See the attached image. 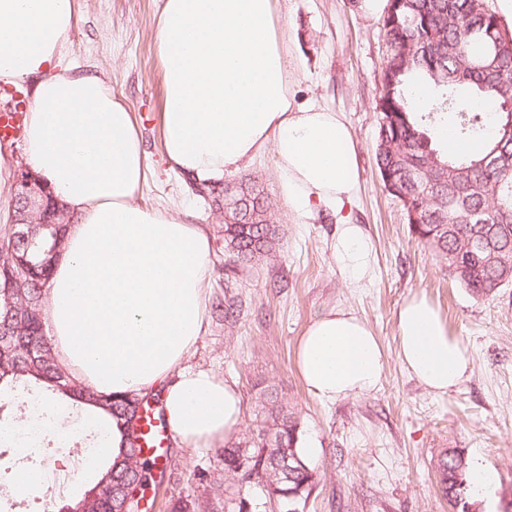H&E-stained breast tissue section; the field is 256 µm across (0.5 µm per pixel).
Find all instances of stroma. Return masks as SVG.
<instances>
[{"instance_id": "stroma-1", "label": "stroma", "mask_w": 512, "mask_h": 512, "mask_svg": "<svg viewBox=\"0 0 512 512\" xmlns=\"http://www.w3.org/2000/svg\"><path fill=\"white\" fill-rule=\"evenodd\" d=\"M160 8L161 0H78L67 61L102 74L134 111L147 168L137 203L187 216L210 235L207 326L184 366L237 388L245 421L235 441L256 431V405L272 387L294 410L302 447L314 450L315 479L304 512H454L437 468L447 450L495 470V488L482 498L481 512H512V285L491 297L460 286L415 239L402 203L384 188L375 159L387 53L382 14L367 13L363 0H279L278 6L296 104L315 102L342 113L354 136L359 179L348 213L368 235L374 260L369 278L353 287L332 251L337 216L293 213L278 194L268 154L226 179L260 184L273 204L278 246L259 263L227 264L223 213L187 176L170 170L162 154ZM415 293L435 303L472 356L467 378L444 395L427 392L398 359L397 311ZM227 296L242 303L232 324L216 310ZM335 309L369 323L388 366L377 389L323 402L307 390L295 349L309 324ZM50 411L59 429L76 431L70 447L52 443L11 459L0 455V491L7 494L18 469L69 474L63 494L41 484L25 494L34 512H66L97 482L95 474L72 467L94 422L74 405ZM158 465L164 476L150 489V512H172L177 505L184 512H224L228 489L250 512H280L261 486L229 480L223 443L186 448L170 438Z\"/></svg>"}]
</instances>
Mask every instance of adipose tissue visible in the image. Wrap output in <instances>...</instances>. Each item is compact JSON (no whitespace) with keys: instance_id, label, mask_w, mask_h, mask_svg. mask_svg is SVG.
<instances>
[{"instance_id":"1","label":"adipose tissue","mask_w":512,"mask_h":512,"mask_svg":"<svg viewBox=\"0 0 512 512\" xmlns=\"http://www.w3.org/2000/svg\"><path fill=\"white\" fill-rule=\"evenodd\" d=\"M277 0H163L156 23L168 166L217 184L262 154L273 158L291 211L338 214L333 244L350 284L371 272V245L344 215L358 185L353 137L341 113L292 100ZM76 0H0V83H30L24 155L73 216L46 290L48 333L79 384L115 396L161 390L182 445L206 448L243 425L237 389L185 369L204 332L210 238L198 224L135 197L145 154L131 105L106 79L62 62ZM398 357L433 394L462 383L466 347L422 294L397 312ZM308 389L333 401L374 390L388 360L366 320L332 310L296 346Z\"/></svg>"}]
</instances>
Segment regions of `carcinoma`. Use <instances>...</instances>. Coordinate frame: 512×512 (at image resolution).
Listing matches in <instances>:
<instances>
[{
  "instance_id": "carcinoma-1",
  "label": "carcinoma",
  "mask_w": 512,
  "mask_h": 512,
  "mask_svg": "<svg viewBox=\"0 0 512 512\" xmlns=\"http://www.w3.org/2000/svg\"><path fill=\"white\" fill-rule=\"evenodd\" d=\"M383 29L391 54L382 74L378 139L375 156L381 178L397 188L394 197H406L417 213L411 232L447 261L448 273L472 293L492 296L498 283V265L486 263L482 252L466 250L467 242L483 232L492 243L512 251V175L506 165H482L489 155L498 159L512 153V29L486 8L484 0H402L390 6ZM424 87L435 107L422 115L411 96ZM448 121L462 142L478 146L474 152L450 153L437 145L435 129ZM451 167L433 190L415 188L406 180L412 169L431 170L433 161ZM248 219L224 225L225 249L235 261L258 263L277 244L272 209L261 191H249ZM44 224L25 228L29 239L4 235L7 248L0 251V333L10 342L0 346V386L20 381L57 392L71 403L105 410L122 422L124 448L110 463L113 486L106 495L112 512L138 501H126L120 481L144 487L152 480L156 461L141 453L144 397L115 398L76 383L58 363L46 335L44 291L52 260L65 225L53 224L51 209L43 212ZM16 288H3L7 280ZM21 308L4 309L7 296ZM260 429L248 439L262 464L263 486L279 492L282 512H302L311 493L313 469L299 446L296 413L270 392L262 403ZM287 448L299 461L288 474L279 467L278 455ZM468 462L451 452L444 463V493L456 512H470L477 505L467 479Z\"/></svg>"
}]
</instances>
